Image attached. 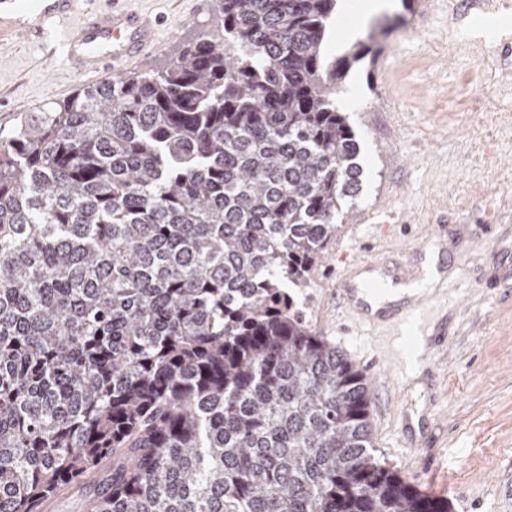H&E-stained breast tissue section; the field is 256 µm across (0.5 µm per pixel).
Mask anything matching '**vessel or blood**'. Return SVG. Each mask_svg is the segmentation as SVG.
Returning <instances> with one entry per match:
<instances>
[{"mask_svg": "<svg viewBox=\"0 0 512 512\" xmlns=\"http://www.w3.org/2000/svg\"><path fill=\"white\" fill-rule=\"evenodd\" d=\"M77 4L78 0H0V24L8 26L15 35H34L52 29L63 61L82 75L104 74L154 45L156 20L133 8L129 0L86 13L80 24L72 26L68 19L76 12ZM388 281L398 284L402 277L390 270L382 271L378 261L352 259L336 295L343 309L366 322H402L430 303L446 285L441 279L412 296L386 302L381 292Z\"/></svg>", "mask_w": 512, "mask_h": 512, "instance_id": "obj_1", "label": "vessel or blood"}]
</instances>
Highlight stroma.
Wrapping results in <instances>:
<instances>
[{"label":"stroma","instance_id":"obj_1","mask_svg":"<svg viewBox=\"0 0 512 512\" xmlns=\"http://www.w3.org/2000/svg\"><path fill=\"white\" fill-rule=\"evenodd\" d=\"M158 21V44L121 75L169 67L176 46L215 24L212 0H130ZM395 23L339 93L360 145L352 213L297 300L314 331L365 374L376 455L448 512H512V12L501 28L468 0H389ZM37 38L0 35V134L71 95L81 79ZM424 276L427 257L455 281L442 299L445 341L404 387L392 334L345 313L342 253ZM500 273L491 283L492 273ZM414 421L408 446L402 419Z\"/></svg>","mask_w":512,"mask_h":512}]
</instances>
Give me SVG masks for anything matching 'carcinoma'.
Returning <instances> with one entry per match:
<instances>
[{
  "label": "carcinoma",
  "mask_w": 512,
  "mask_h": 512,
  "mask_svg": "<svg viewBox=\"0 0 512 512\" xmlns=\"http://www.w3.org/2000/svg\"><path fill=\"white\" fill-rule=\"evenodd\" d=\"M336 0H216L161 73L0 139V512H448L383 466L364 374L287 287L360 191ZM63 492L52 499L51 512H84L83 502L86 490L82 486H74Z\"/></svg>",
  "instance_id": "obj_1"
}]
</instances>
